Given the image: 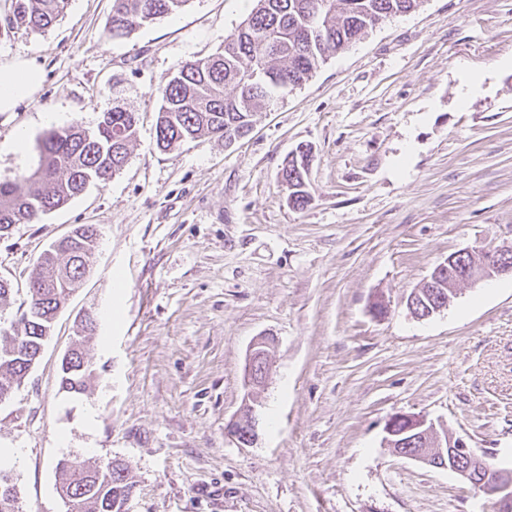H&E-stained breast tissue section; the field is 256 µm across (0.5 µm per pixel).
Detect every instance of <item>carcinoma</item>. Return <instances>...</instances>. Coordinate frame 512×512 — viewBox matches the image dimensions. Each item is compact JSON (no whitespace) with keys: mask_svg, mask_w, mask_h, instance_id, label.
Segmentation results:
<instances>
[{"mask_svg":"<svg viewBox=\"0 0 512 512\" xmlns=\"http://www.w3.org/2000/svg\"><path fill=\"white\" fill-rule=\"evenodd\" d=\"M8 24L34 32L52 28L68 0H12ZM188 0H113L106 34L114 39L136 27L169 17ZM424 0H256L254 8L206 57L177 66L160 88L155 142L162 151L186 141L217 138L229 143L250 131L256 117L280 95L313 76L328 58L363 39L385 20L418 9ZM137 117L116 105L93 128L75 122L52 128L39 140V166L29 174L0 180V237L16 224H32L102 186L125 167L136 139ZM288 204L311 201L308 170L302 157L286 158L280 170ZM98 246L91 224H80L59 245L37 258L38 273L28 283V307L9 331L0 327V390L19 388L39 360L56 318L80 287L87 262ZM417 310L424 313L448 300V282L418 288ZM95 321L81 333L60 363V388L83 393L91 375L86 343ZM58 493L75 512H124L136 482L128 466L113 459L104 466L62 459L56 464ZM0 512H21L11 471L0 467Z\"/></svg>","mask_w":512,"mask_h":512,"instance_id":"carcinoma-1","label":"carcinoma"}]
</instances>
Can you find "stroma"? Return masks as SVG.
<instances>
[{"instance_id":"35a3bbf8","label":"stroma","mask_w":512,"mask_h":512,"mask_svg":"<svg viewBox=\"0 0 512 512\" xmlns=\"http://www.w3.org/2000/svg\"><path fill=\"white\" fill-rule=\"evenodd\" d=\"M253 0H188L177 15L105 35L112 0H69L45 32L8 27L0 66L32 59L33 100L0 113V179L31 173L48 129L91 127L123 105L137 138L124 170L0 238L27 308L39 254L75 225L100 234L39 362L0 403V448L23 512H65L61 459H122L132 512H493L454 473L388 447L396 414L427 417L512 469V275L462 285L415 318L410 292L449 254L512 246V0H425L331 58L227 145L155 144L159 89L207 57ZM466 106H459V97ZM313 147L312 202L288 204L279 171ZM388 306L375 317V301ZM83 394L59 366L86 315ZM277 337L255 394L257 441L225 434L245 358Z\"/></svg>"}]
</instances>
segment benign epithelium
<instances>
[{
    "mask_svg": "<svg viewBox=\"0 0 512 512\" xmlns=\"http://www.w3.org/2000/svg\"><path fill=\"white\" fill-rule=\"evenodd\" d=\"M512 248H482L457 251L447 262L448 281L455 283H473L503 274H512V260L509 255ZM276 340L271 335L256 337L251 343L245 365V387L252 390L265 382L272 366L271 353ZM255 428L254 406L245 401L240 413L228 423L226 430L235 442L242 446L254 443L255 438L245 432ZM386 442L392 446H402V438L414 444L426 442L434 437L435 462L423 454L412 456L429 467L447 469L455 473L463 482L471 486L478 496L494 501L496 512H512V483L500 478V470L474 453L466 441L453 434H441L436 431L433 422L423 417L409 414L392 416L385 427Z\"/></svg>",
    "mask_w": 512,
    "mask_h": 512,
    "instance_id": "1",
    "label": "benign epithelium"
}]
</instances>
